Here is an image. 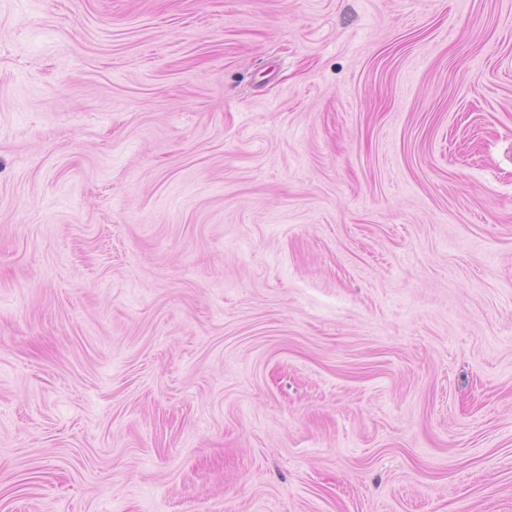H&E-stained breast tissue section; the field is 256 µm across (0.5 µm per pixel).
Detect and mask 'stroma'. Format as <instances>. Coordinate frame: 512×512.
Instances as JSON below:
<instances>
[{"label": "stroma", "instance_id": "obj_1", "mask_svg": "<svg viewBox=\"0 0 512 512\" xmlns=\"http://www.w3.org/2000/svg\"><path fill=\"white\" fill-rule=\"evenodd\" d=\"M0 512H512V0H0Z\"/></svg>", "mask_w": 512, "mask_h": 512}]
</instances>
